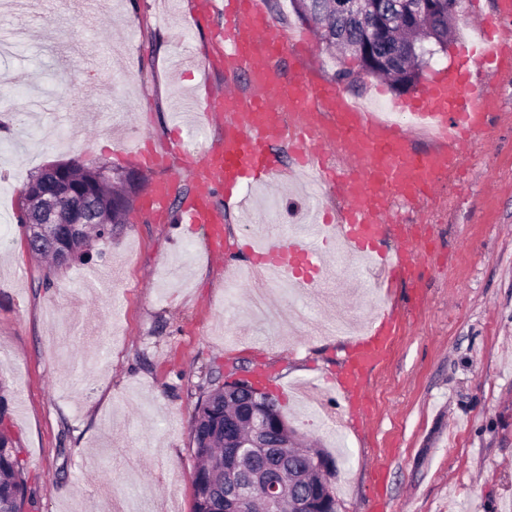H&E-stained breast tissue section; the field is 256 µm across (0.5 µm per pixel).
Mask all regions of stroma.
<instances>
[{
	"mask_svg": "<svg viewBox=\"0 0 512 512\" xmlns=\"http://www.w3.org/2000/svg\"><path fill=\"white\" fill-rule=\"evenodd\" d=\"M0 7L17 39L0 56V382L11 436L26 461L23 512H194L191 419L211 372L261 371L289 423L335 457L338 512H512V72H483L475 88L505 117L490 152L470 151L447 204L425 214L430 277L401 324L389 362L369 385L367 419L333 392L343 337L318 305L295 310L270 291L276 319L252 290L228 287L248 238L224 212V247L201 229L162 223L134 205L119 232L91 239L56 267L28 248L21 194L31 174L73 158L152 173L122 152L143 138L198 149L217 125L177 129L178 100L224 89L208 71L219 22L192 19L191 0H18ZM498 0H462L458 37L435 50L415 90L356 72L352 58L317 50L316 78L375 109L418 99L428 78L481 37L478 13ZM354 69L351 78L341 69ZM272 220L332 215L329 191L287 178L256 187Z\"/></svg>",
	"mask_w": 512,
	"mask_h": 512,
	"instance_id": "obj_1",
	"label": "stroma"
}]
</instances>
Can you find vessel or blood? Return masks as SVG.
<instances>
[{"label": "vessel or blood", "mask_w": 512, "mask_h": 512, "mask_svg": "<svg viewBox=\"0 0 512 512\" xmlns=\"http://www.w3.org/2000/svg\"><path fill=\"white\" fill-rule=\"evenodd\" d=\"M197 14L224 19L223 48L213 66L223 72L224 92L194 97L189 107L206 122L223 121L221 139L199 154L175 141L167 153L148 146H127L157 176L147 187L143 210L164 221L201 225L210 247L224 244V206L244 207L249 191L279 180L270 152L288 140L296 164L316 176L319 189L335 190L343 203L338 222L269 226L252 242L254 263L273 267L304 296L323 288L361 287L358 267L377 270L380 284L420 287L426 271L417 256V225L409 221L412 205L431 200L443 176L461 167L466 144L482 143L495 118L494 100L475 96L469 79L447 74L426 96L409 107L412 119L395 123L352 105L338 85L299 69L285 78L277 60L288 49L277 35L264 0H197ZM512 28L493 25L466 53L481 70L507 66L504 50ZM436 132L430 147L413 146L415 133ZM188 177L192 198L178 213L169 210L173 183ZM399 318L394 310L373 317L349 340L336 389L349 403L362 401L377 368L389 358Z\"/></svg>", "instance_id": "b4317fda"}]
</instances>
